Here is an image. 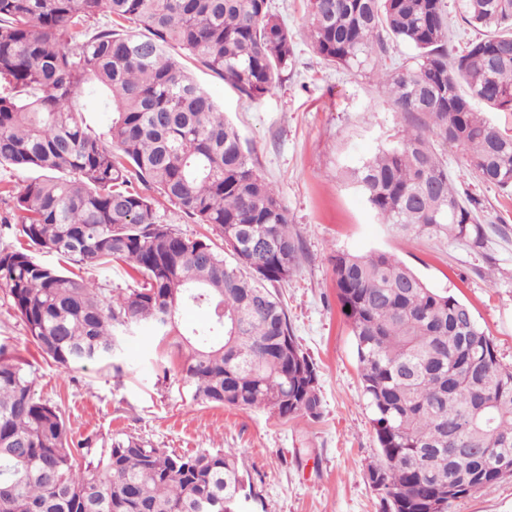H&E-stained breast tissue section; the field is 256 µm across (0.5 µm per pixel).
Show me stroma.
<instances>
[{"label":"stroma","instance_id":"35a3bbf8","mask_svg":"<svg viewBox=\"0 0 512 512\" xmlns=\"http://www.w3.org/2000/svg\"><path fill=\"white\" fill-rule=\"evenodd\" d=\"M273 5L294 35L295 54L262 98L241 96L178 48L170 53L252 148L303 243L297 270L280 292L294 335L319 367L321 419L282 421L264 409L196 401L181 376L165 371L154 339L143 333L125 344L123 377L92 365L61 371L38 354L1 297L0 341L32 363L37 391L61 403L76 443L105 448L128 434L180 452H232L257 494L250 512H380L368 479L378 444L331 257L339 250L395 254L428 286L467 303L501 361L512 365V193L481 181L465 152L449 146L448 172L458 193L479 204L482 246L404 238L379 224L343 173L387 143L401 121L376 70L349 72L314 53L304 0ZM449 512H512V476L455 501Z\"/></svg>","mask_w":512,"mask_h":512}]
</instances>
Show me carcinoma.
Masks as SVG:
<instances>
[{"label": "carcinoma", "instance_id": "cac0c4a2", "mask_svg": "<svg viewBox=\"0 0 512 512\" xmlns=\"http://www.w3.org/2000/svg\"><path fill=\"white\" fill-rule=\"evenodd\" d=\"M306 2L311 46L328 65L373 67L390 41L415 51L412 65L379 74L407 126L346 179L398 235L482 244L475 200L453 187L442 146L512 190V132L473 106L512 112V0H462L480 36L455 55L446 0ZM102 13L108 22L92 26ZM172 45L252 100L294 57L271 0H0V168L39 172L0 180L17 239L0 249V291L65 372L96 364L122 377L125 340L145 331L202 402L315 421L317 366L277 292L299 263L298 236ZM90 85L112 109L100 133L80 107ZM184 217L212 236L180 234ZM331 261L372 412L379 459L368 479L381 512H448L469 487L495 485L504 474L484 449L512 466V366L493 339L464 302L389 252ZM114 262L134 272L116 293L79 274ZM188 306L206 307L208 323L181 327ZM248 498L230 452L181 453L132 435L95 455L75 447L61 405L37 394L32 365L0 343V512H241Z\"/></svg>", "mask_w": 512, "mask_h": 512}]
</instances>
